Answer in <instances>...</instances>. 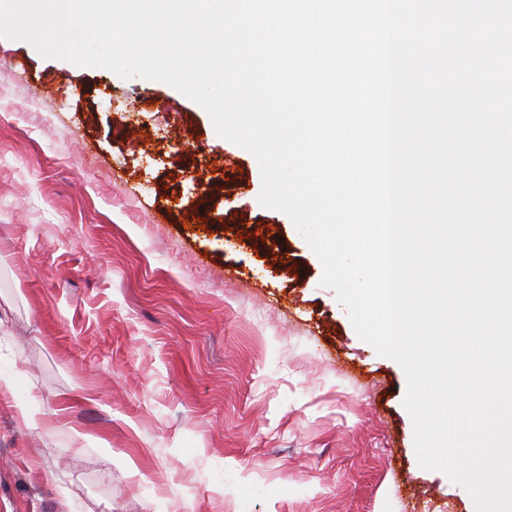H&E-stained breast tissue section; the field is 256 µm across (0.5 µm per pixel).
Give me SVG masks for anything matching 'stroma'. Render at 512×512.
<instances>
[{
  "label": "stroma",
  "instance_id": "35a3bbf8",
  "mask_svg": "<svg viewBox=\"0 0 512 512\" xmlns=\"http://www.w3.org/2000/svg\"><path fill=\"white\" fill-rule=\"evenodd\" d=\"M0 58V512H473L252 153L166 83Z\"/></svg>",
  "mask_w": 512,
  "mask_h": 512
}]
</instances>
